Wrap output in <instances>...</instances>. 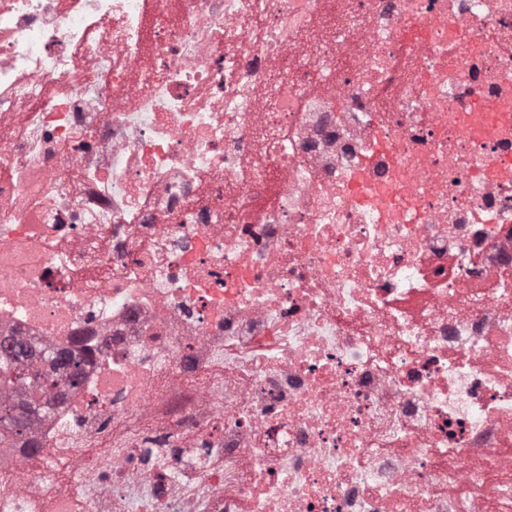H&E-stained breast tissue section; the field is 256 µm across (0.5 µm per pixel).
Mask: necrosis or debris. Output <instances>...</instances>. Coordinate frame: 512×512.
<instances>
[{
    "instance_id": "necrosis-or-debris-1",
    "label": "necrosis or debris",
    "mask_w": 512,
    "mask_h": 512,
    "mask_svg": "<svg viewBox=\"0 0 512 512\" xmlns=\"http://www.w3.org/2000/svg\"><path fill=\"white\" fill-rule=\"evenodd\" d=\"M4 336L0 512H512V0H0ZM3 348L4 354L0 355V392L2 389L5 392L19 391L23 398L20 402L9 399L0 402L1 443L7 442L10 436H22L31 419L45 407L51 389L59 384V380L77 386L84 369V359L80 355L56 352L47 357L37 356L29 344L20 340L4 342ZM17 409L32 413L24 416L16 412Z\"/></svg>"
}]
</instances>
